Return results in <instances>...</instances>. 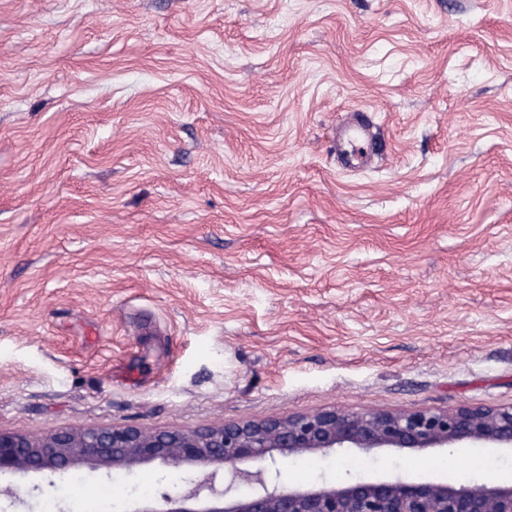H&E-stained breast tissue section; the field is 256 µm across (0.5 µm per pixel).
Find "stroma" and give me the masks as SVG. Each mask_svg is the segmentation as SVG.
I'll return each mask as SVG.
<instances>
[{
    "instance_id": "obj_1",
    "label": "stroma",
    "mask_w": 512,
    "mask_h": 512,
    "mask_svg": "<svg viewBox=\"0 0 512 512\" xmlns=\"http://www.w3.org/2000/svg\"><path fill=\"white\" fill-rule=\"evenodd\" d=\"M511 405L512 0H0L1 431ZM80 473L23 512L188 479ZM344 137L347 138V141H350L351 149L345 151L341 157L343 166L345 168H355L364 164L370 154L367 153L365 157L358 155L364 151V146L360 144L359 140L369 141L372 145L374 137L369 123L362 114L358 115L352 123L339 129L338 138L343 139Z\"/></svg>"
}]
</instances>
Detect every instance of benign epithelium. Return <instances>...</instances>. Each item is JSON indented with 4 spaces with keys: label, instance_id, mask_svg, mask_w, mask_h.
Returning a JSON list of instances; mask_svg holds the SVG:
<instances>
[{
    "label": "benign epithelium",
    "instance_id": "obj_1",
    "mask_svg": "<svg viewBox=\"0 0 512 512\" xmlns=\"http://www.w3.org/2000/svg\"><path fill=\"white\" fill-rule=\"evenodd\" d=\"M436 448L512 451V407L395 413L333 409L192 431L112 426L58 431L42 439L0 431V475L46 476L80 465L108 473L153 464L183 472L212 468L190 480L182 495L163 490L131 512H512V479L459 484L382 476L306 486L288 480V463L295 458Z\"/></svg>",
    "mask_w": 512,
    "mask_h": 512
}]
</instances>
